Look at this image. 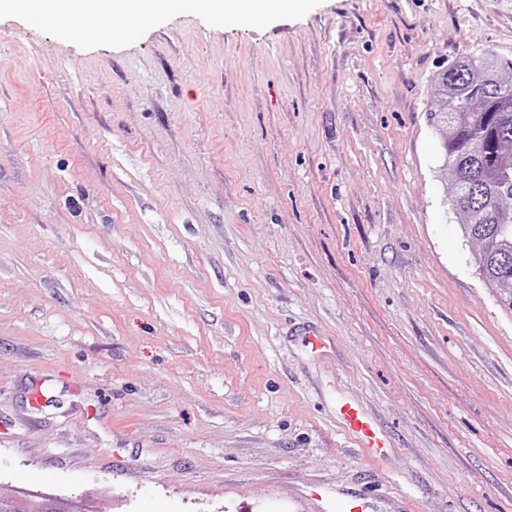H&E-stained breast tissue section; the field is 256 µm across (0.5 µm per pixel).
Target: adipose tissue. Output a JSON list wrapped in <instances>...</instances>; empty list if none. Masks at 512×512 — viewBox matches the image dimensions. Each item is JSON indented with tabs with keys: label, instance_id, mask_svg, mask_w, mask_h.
Returning a JSON list of instances; mask_svg holds the SVG:
<instances>
[{
	"label": "adipose tissue",
	"instance_id": "adipose-tissue-1",
	"mask_svg": "<svg viewBox=\"0 0 512 512\" xmlns=\"http://www.w3.org/2000/svg\"><path fill=\"white\" fill-rule=\"evenodd\" d=\"M226 23H251L288 9V0H0V10H21L49 26L84 28L117 20L122 32H133L156 15L186 6Z\"/></svg>",
	"mask_w": 512,
	"mask_h": 512
}]
</instances>
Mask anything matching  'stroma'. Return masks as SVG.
I'll return each mask as SVG.
<instances>
[{"label":"stroma","instance_id":"stroma-1","mask_svg":"<svg viewBox=\"0 0 512 512\" xmlns=\"http://www.w3.org/2000/svg\"><path fill=\"white\" fill-rule=\"evenodd\" d=\"M487 51L512 80V0L181 10L125 37L1 13L0 495L512 512V315L428 119L437 74ZM335 412L341 429L355 440L370 459L382 460L387 456L389 444L386 436L372 416L355 400H339Z\"/></svg>","mask_w":512,"mask_h":512}]
</instances>
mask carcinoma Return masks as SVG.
Instances as JSON below:
<instances>
[{
  "instance_id": "cac0c4a2",
  "label": "carcinoma",
  "mask_w": 512,
  "mask_h": 512,
  "mask_svg": "<svg viewBox=\"0 0 512 512\" xmlns=\"http://www.w3.org/2000/svg\"><path fill=\"white\" fill-rule=\"evenodd\" d=\"M493 55L456 61L437 78L441 108L431 117L445 132L446 195L467 215L479 276L512 313V82Z\"/></svg>"
}]
</instances>
